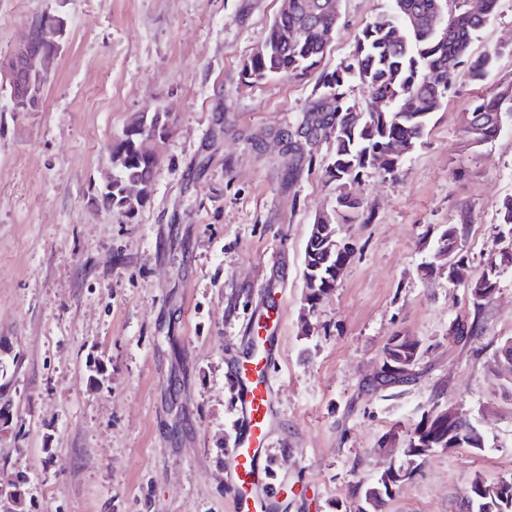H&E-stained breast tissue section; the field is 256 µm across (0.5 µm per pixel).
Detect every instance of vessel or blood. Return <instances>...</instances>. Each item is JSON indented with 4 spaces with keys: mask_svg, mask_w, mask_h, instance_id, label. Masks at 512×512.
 Returning <instances> with one entry per match:
<instances>
[{
    "mask_svg": "<svg viewBox=\"0 0 512 512\" xmlns=\"http://www.w3.org/2000/svg\"><path fill=\"white\" fill-rule=\"evenodd\" d=\"M278 354L276 329L265 327L254 336L245 356L233 364L230 384L240 402L237 427L224 453L231 512H274L266 445L270 438L272 380L270 369Z\"/></svg>",
    "mask_w": 512,
    "mask_h": 512,
    "instance_id": "obj_1",
    "label": "vessel or blood"
}]
</instances>
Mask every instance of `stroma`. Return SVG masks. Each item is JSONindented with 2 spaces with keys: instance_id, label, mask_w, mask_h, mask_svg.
<instances>
[{
  "instance_id": "stroma-1",
  "label": "stroma",
  "mask_w": 512,
  "mask_h": 512,
  "mask_svg": "<svg viewBox=\"0 0 512 512\" xmlns=\"http://www.w3.org/2000/svg\"><path fill=\"white\" fill-rule=\"evenodd\" d=\"M389 0H340L319 73L246 85L243 61L281 0H0V58L43 14L68 35L36 112L0 94V490L26 477L34 512H230L224 452L238 407L225 377L267 298L278 299L269 452L282 512H344L353 486L399 456L394 425L432 407L466 413L482 449L436 450L386 512H461L474 479L512 473V267L475 309L476 279L512 199V120L475 147L474 99L512 86V0L477 34L422 140L394 173L365 170L352 254L333 292L304 314V251L335 198L333 145L293 158L300 129L362 27ZM169 109L171 132L149 200L133 216L97 202L109 146L137 112ZM469 215L467 280L435 258L437 237ZM477 316L456 339V317ZM309 333H302V325ZM422 355L413 379L370 378L394 336ZM105 372L90 380V363Z\"/></svg>"
}]
</instances>
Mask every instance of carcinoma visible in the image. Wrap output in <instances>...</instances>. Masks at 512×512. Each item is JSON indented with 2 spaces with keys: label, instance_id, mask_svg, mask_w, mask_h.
I'll use <instances>...</instances> for the list:
<instances>
[{
  "label": "carcinoma",
  "instance_id": "obj_1",
  "mask_svg": "<svg viewBox=\"0 0 512 512\" xmlns=\"http://www.w3.org/2000/svg\"><path fill=\"white\" fill-rule=\"evenodd\" d=\"M496 0H390L389 9L373 17L359 33L350 61L326 74V93L309 109L300 137L310 147L323 137L333 141L334 151L325 168V177L336 185L333 206L315 219L310 236L320 243L336 240V227L356 218L358 201L350 187L360 173L381 161L380 168L395 172L402 158L395 146L402 140L416 144L424 136L434 112L444 104L458 68L472 62L473 76L487 78L496 67L497 53L486 52L470 60L476 34L491 20ZM432 13L441 15V26L427 25ZM337 16L331 0H288L268 28L260 47L241 69L244 84L260 83L285 75H306L318 68L336 29ZM354 79L365 85L374 100L385 105L361 110L348 95ZM512 116V90L492 98H479L467 113L465 133L472 145L494 138L504 116ZM166 109L137 112L109 150L112 192L101 197L103 204L125 215H133L153 191V174L160 156L152 141L168 130ZM467 218L450 224L439 235L437 253H446L454 263L465 265L461 240ZM487 255L482 274L469 288L474 307L488 301L498 287L501 269L512 266V251ZM347 245L330 254H305L303 279L305 307L315 311L323 297L336 286L343 266L349 261ZM421 342L413 336H394L383 349L381 369L395 377L405 366L415 367ZM483 448L481 436L467 419L450 422L442 410L423 413L402 437V463L394 475L379 474L357 484L351 497L355 512H383L400 485L411 479L418 460L435 449ZM29 495L21 479L11 485L6 499L0 498V512H18ZM463 512H512V484L487 483L475 479L465 497Z\"/></svg>",
  "mask_w": 512,
  "mask_h": 512
}]
</instances>
